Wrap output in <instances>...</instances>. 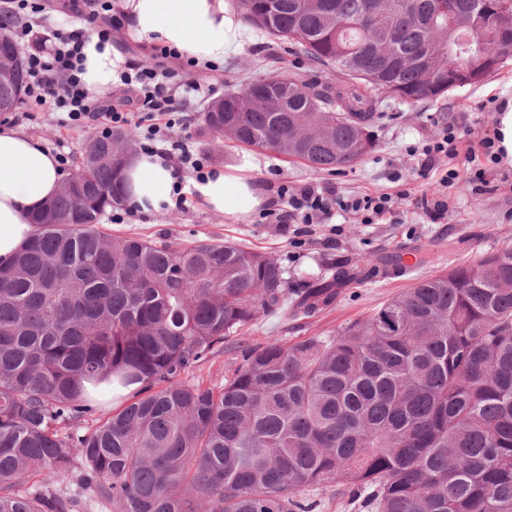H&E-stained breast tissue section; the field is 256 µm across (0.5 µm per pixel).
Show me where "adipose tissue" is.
Wrapping results in <instances>:
<instances>
[{
    "label": "adipose tissue",
    "instance_id": "1",
    "mask_svg": "<svg viewBox=\"0 0 512 512\" xmlns=\"http://www.w3.org/2000/svg\"><path fill=\"white\" fill-rule=\"evenodd\" d=\"M128 36L176 49L199 62H220L247 43L248 34L236 0H120ZM82 80L93 93L112 86L126 62L115 45H100L88 33L83 47ZM129 200L149 214L175 208L177 180L163 156L140 152L124 169ZM61 187L60 165L38 140L11 125H0V261H9L34 235L30 215ZM200 200L210 209L239 219L252 215L264 202L251 177L238 167L217 169L213 178L195 183Z\"/></svg>",
    "mask_w": 512,
    "mask_h": 512
}]
</instances>
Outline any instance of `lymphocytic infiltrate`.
I'll use <instances>...</instances> for the list:
<instances>
[{"label": "lymphocytic infiltrate", "mask_w": 512, "mask_h": 512, "mask_svg": "<svg viewBox=\"0 0 512 512\" xmlns=\"http://www.w3.org/2000/svg\"><path fill=\"white\" fill-rule=\"evenodd\" d=\"M51 10L95 23L99 37L105 42L111 41L113 35L125 27V17L115 8L113 0H0V32L26 49L27 82L22 101L26 111L46 109L60 113L63 122L72 125L82 126L100 120L105 127L118 128L128 124L135 113L148 116L156 112L171 114L178 111L181 97L204 93V85L193 73L180 77L175 71L163 68V60L176 58L177 53L161 47L156 51L157 63L128 66L113 83L111 98L106 101L97 99L81 79L85 61L82 29L59 31L57 42L49 51L34 34L32 19ZM467 129L466 118L450 121L421 149V170H441V186H449L457 178L455 168L444 169L440 163L458 157L461 134ZM477 145L478 153L468 154L467 160L472 164L470 181L473 190L480 193L487 187L488 176L500 159L490 129L480 131ZM278 197L276 207L264 214L266 223L284 225L295 218L304 224H322L339 210L359 216L362 223L371 224L396 210L392 195L344 197L337 195L331 187L306 185L292 192L284 186Z\"/></svg>", "instance_id": "obj_1"}]
</instances>
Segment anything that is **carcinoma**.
I'll list each match as a JSON object with an SVG mask.
<instances>
[{
    "instance_id": "1",
    "label": "carcinoma",
    "mask_w": 512,
    "mask_h": 512,
    "mask_svg": "<svg viewBox=\"0 0 512 512\" xmlns=\"http://www.w3.org/2000/svg\"><path fill=\"white\" fill-rule=\"evenodd\" d=\"M372 1L381 28L358 24ZM238 0L244 19L340 82L273 69L240 92L274 110L211 104L203 132L316 169L376 150L388 101L436 100L484 0ZM512 0L487 13L481 43ZM25 59L0 70V114L25 88ZM140 148L113 129L87 140L77 176L32 214L35 235L0 263V512H311L336 484L357 512H512V247L441 270L328 337L241 351L224 388L183 380L215 348L291 304L329 305L348 277L294 296L273 255L236 242L156 245L108 237L122 170ZM139 388L110 411L88 385ZM99 425L80 432L85 418ZM36 479L25 493L20 486Z\"/></svg>"
}]
</instances>
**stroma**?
<instances>
[{"label":"stroma","mask_w":512,"mask_h":512,"mask_svg":"<svg viewBox=\"0 0 512 512\" xmlns=\"http://www.w3.org/2000/svg\"><path fill=\"white\" fill-rule=\"evenodd\" d=\"M251 40L240 52L220 63L214 83V97L242 87L277 63H291L282 46L273 43L258 28H250ZM512 96V58L484 82L446 93L433 102L414 106L391 103L386 116L375 128L378 147L375 153L355 167L336 171H317L303 162L280 156L271 150L246 147L217 149L212 138L201 136L202 116L207 100L187 96L183 105V123L173 132L195 151L208 155L211 167L255 163L251 177L267 200L277 198L281 185L295 189L304 185L331 187L341 195L405 194L396 221L377 224L361 223L359 218L339 212L330 223L309 225L307 233L296 235L292 229L266 224L260 214L244 220L215 212L206 207L193 192H186L180 208L162 209L150 214H127L125 209L107 211L99 228L111 236H138L159 245H182L197 240H230L246 247L267 252L287 267L293 287L307 285L309 272L317 270L327 259L345 261L356 268L363 255L394 258L402 252L419 250L431 254V265L416 267L390 275L380 270L370 279H358L344 285L335 303L307 318L281 313L259 321L242 342L255 347L279 338L296 343L313 336L334 335L341 326L370 316L384 302L410 287L418 279L440 269L472 265L490 252L512 246V166L497 165L483 194H475L469 183L466 165H459L455 186L441 189L437 174L422 173L410 148L420 146L443 123L460 114H468L473 128L492 121L485 104L491 99ZM9 118L27 134L38 138L52 153L64 154L71 173L85 140L98 135L96 127L65 126L50 112H27L16 109ZM403 170L405 178L396 182L394 170ZM443 196L447 212L434 221L418 209L416 202L424 196Z\"/></svg>","instance_id":"stroma-1"}]
</instances>
